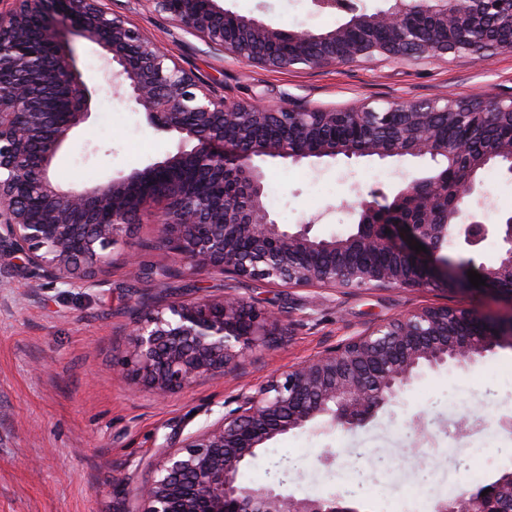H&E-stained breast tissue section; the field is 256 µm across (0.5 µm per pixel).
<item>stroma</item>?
Here are the masks:
<instances>
[{"label":"stroma","mask_w":512,"mask_h":512,"mask_svg":"<svg viewBox=\"0 0 512 512\" xmlns=\"http://www.w3.org/2000/svg\"><path fill=\"white\" fill-rule=\"evenodd\" d=\"M221 7L290 30L326 32L352 13L388 9L389 0H356L354 12H320L313 0H218ZM107 10L139 28L218 94L244 101L316 108H375L395 101L512 96V51L478 62L469 54L423 60L377 57L317 68L267 70L210 49L142 0H104ZM178 134L155 130L122 94L102 85L74 144L53 167L61 187L90 185L164 160ZM266 185L276 186L271 209L281 224L316 219L324 237L351 232L357 195L385 194L403 178L426 176L409 160L362 159L311 167L271 159ZM393 179H386V172ZM166 268L149 281L126 265ZM94 287L51 284L21 259L0 264V512H135L133 487L149 480L167 448L216 422L238 395L271 375L361 335L385 319L425 306L473 307L491 317L512 303L442 288H324L241 282L238 293L275 313L277 343L241 361L235 375L217 371L166 399L125 367L133 353L131 325L158 301L221 297V273H199L172 252L150 211L137 215L127 246L109 252ZM512 419V345L475 364L448 366L417 378L365 427L304 430L270 441L260 459L242 470L246 485L287 475L290 492L324 497L360 487L359 512H432L449 486L475 488L468 465L484 461V478L512 470V438L489 430ZM336 460L324 466L321 457Z\"/></svg>","instance_id":"stroma-1"}]
</instances>
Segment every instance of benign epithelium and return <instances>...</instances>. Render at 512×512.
Returning a JSON list of instances; mask_svg holds the SVG:
<instances>
[{
    "mask_svg": "<svg viewBox=\"0 0 512 512\" xmlns=\"http://www.w3.org/2000/svg\"><path fill=\"white\" fill-rule=\"evenodd\" d=\"M212 49L227 51L264 69L321 67L360 59L483 57L512 50L500 41L506 0H415L432 30L474 20L482 46L446 39L425 41L405 25L406 7L355 15L330 32L290 31L228 12L216 0H143ZM67 19L102 48L103 78L123 90L157 130L181 135L176 151L127 176L63 189L50 170L72 132L91 114L94 89L75 70L57 18ZM388 37L377 38L378 32ZM508 99H424L384 108L273 107L218 95L168 57L139 30L100 6V0H15L0 14V257L21 255L26 265L56 283H95L106 251L127 243L135 217L155 200L166 201L156 223L173 252L198 272L219 270L232 280L328 288L443 287L477 290L512 301V213L497 224L460 210L459 199L483 195L482 173L497 166L512 175V136L477 159L467 136L446 139L438 128L484 129ZM343 127V140L313 141L317 128ZM285 129L288 140L268 135ZM411 158L431 164V174L393 196H359L351 212L356 227L342 236L312 233L314 221L290 228L267 208L268 158L318 165L329 160ZM193 162L216 184L202 195L167 175ZM495 237V263L477 273L468 263L438 256L442 243L469 248ZM426 251L416 252L410 243ZM383 254L388 265H358L357 252ZM279 329L271 312L224 289L219 299L153 307L138 316L135 372L165 397L215 371L234 373L252 350L269 344ZM512 343V314L493 318L471 308L425 307L375 325L300 365L272 376L236 407L167 449L153 476L136 487V512H359L343 496L298 498L280 479L262 485L239 481L272 439L324 427L353 431L403 393L426 370L465 366ZM433 512H512V472H505Z\"/></svg>",
    "mask_w": 512,
    "mask_h": 512,
    "instance_id": "benign-epithelium-1",
    "label": "benign epithelium"
}]
</instances>
